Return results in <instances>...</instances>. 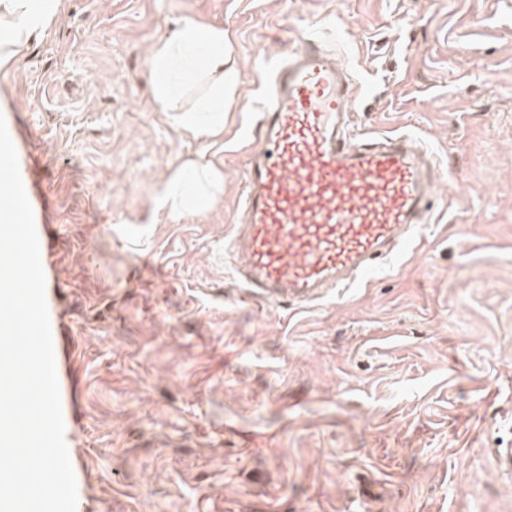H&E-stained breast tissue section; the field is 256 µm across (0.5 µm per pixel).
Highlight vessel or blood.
Here are the masks:
<instances>
[{"instance_id": "vessel-or-blood-1", "label": "vessel or blood", "mask_w": 512, "mask_h": 512, "mask_svg": "<svg viewBox=\"0 0 512 512\" xmlns=\"http://www.w3.org/2000/svg\"><path fill=\"white\" fill-rule=\"evenodd\" d=\"M263 98L224 252L249 297L301 310L358 287L413 241L433 209L432 174L407 137L355 129L350 76L317 41L297 38ZM53 347L65 394L70 356L61 339Z\"/></svg>"}]
</instances>
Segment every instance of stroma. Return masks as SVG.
I'll use <instances>...</instances> for the list:
<instances>
[{
	"mask_svg": "<svg viewBox=\"0 0 512 512\" xmlns=\"http://www.w3.org/2000/svg\"><path fill=\"white\" fill-rule=\"evenodd\" d=\"M184 18L224 30L218 142L151 95L148 50ZM292 31L372 77L355 124L439 175L416 248L303 311L224 261ZM0 114L53 208L76 512H512V0H62L0 71ZM200 157L224 190L171 219L161 184Z\"/></svg>",
	"mask_w": 512,
	"mask_h": 512,
	"instance_id": "1",
	"label": "stroma"
}]
</instances>
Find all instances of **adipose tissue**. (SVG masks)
Wrapping results in <instances>:
<instances>
[{"instance_id": "ef3b65f1", "label": "adipose tissue", "mask_w": 512, "mask_h": 512, "mask_svg": "<svg viewBox=\"0 0 512 512\" xmlns=\"http://www.w3.org/2000/svg\"><path fill=\"white\" fill-rule=\"evenodd\" d=\"M61 0H0V17L9 21L0 38V71L10 70L20 49L42 32L58 13ZM152 97L161 111L171 112L184 130L208 138L224 132V31L194 20H182L170 34L152 45L147 55ZM197 75L213 78L208 93L191 108L180 107L188 80ZM220 174L199 160H190L164 180L157 198L160 209L177 218L207 208Z\"/></svg>"}]
</instances>
